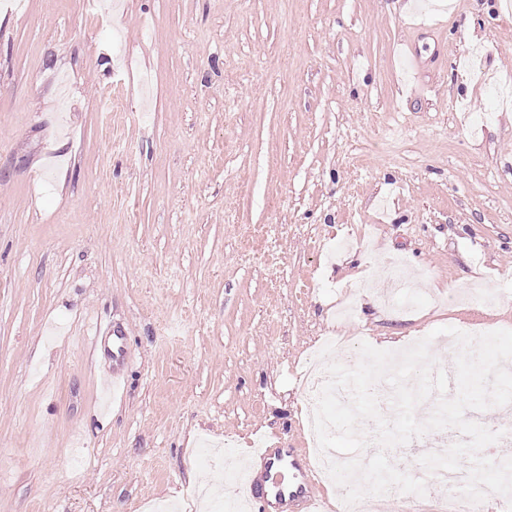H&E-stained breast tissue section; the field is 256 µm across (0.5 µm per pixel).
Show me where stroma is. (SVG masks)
Instances as JSON below:
<instances>
[{
    "label": "stroma",
    "instance_id": "1",
    "mask_svg": "<svg viewBox=\"0 0 512 512\" xmlns=\"http://www.w3.org/2000/svg\"><path fill=\"white\" fill-rule=\"evenodd\" d=\"M447 327L512 328V0H0V512H217L325 337Z\"/></svg>",
    "mask_w": 512,
    "mask_h": 512
}]
</instances>
